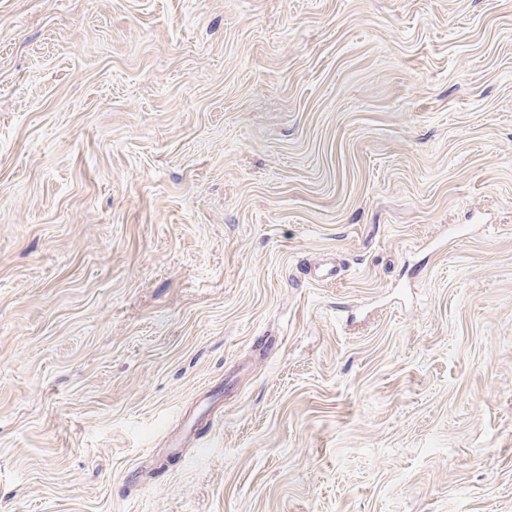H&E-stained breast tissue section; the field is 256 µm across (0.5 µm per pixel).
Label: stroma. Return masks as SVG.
Returning <instances> with one entry per match:
<instances>
[{"instance_id": "1", "label": "stroma", "mask_w": 512, "mask_h": 512, "mask_svg": "<svg viewBox=\"0 0 512 512\" xmlns=\"http://www.w3.org/2000/svg\"><path fill=\"white\" fill-rule=\"evenodd\" d=\"M0 512H512V0H0Z\"/></svg>"}]
</instances>
